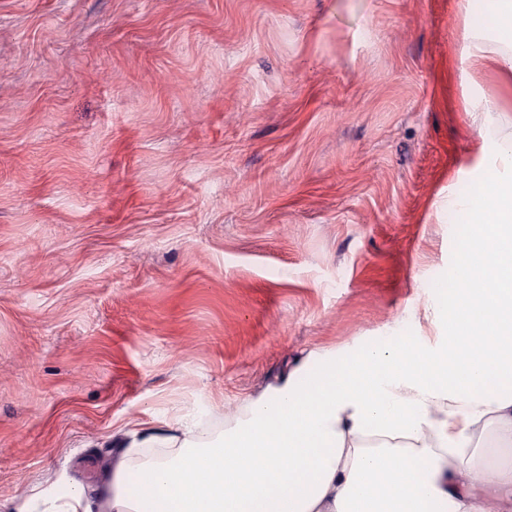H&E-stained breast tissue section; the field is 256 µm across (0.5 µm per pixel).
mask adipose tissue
Segmentation results:
<instances>
[{
	"instance_id": "obj_1",
	"label": "adipose tissue",
	"mask_w": 512,
	"mask_h": 512,
	"mask_svg": "<svg viewBox=\"0 0 512 512\" xmlns=\"http://www.w3.org/2000/svg\"><path fill=\"white\" fill-rule=\"evenodd\" d=\"M463 39L470 68L512 72L511 48ZM492 156L461 286L430 309L441 342L304 360L207 437L185 415L119 429L95 503L77 485L48 512H479L488 473L512 512V461L483 453L512 447V141Z\"/></svg>"
}]
</instances>
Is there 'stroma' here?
Segmentation results:
<instances>
[{"instance_id": "obj_1", "label": "stroma", "mask_w": 512, "mask_h": 512, "mask_svg": "<svg viewBox=\"0 0 512 512\" xmlns=\"http://www.w3.org/2000/svg\"><path fill=\"white\" fill-rule=\"evenodd\" d=\"M512 0H0V512L454 288ZM486 98L494 112L473 113ZM465 62L476 71L512 72V49H493L477 32L465 28Z\"/></svg>"}]
</instances>
